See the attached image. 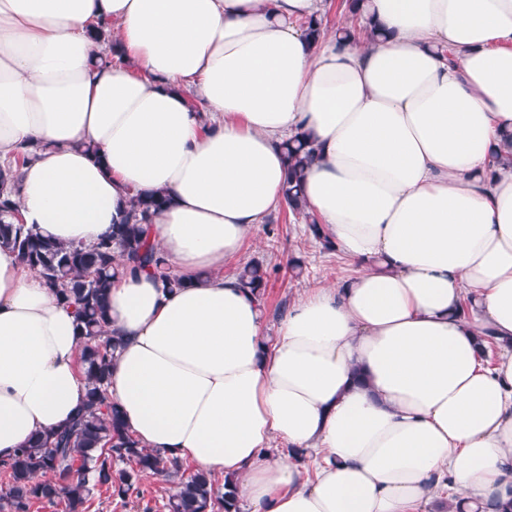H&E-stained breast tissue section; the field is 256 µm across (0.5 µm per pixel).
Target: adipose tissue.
<instances>
[{
	"mask_svg": "<svg viewBox=\"0 0 512 512\" xmlns=\"http://www.w3.org/2000/svg\"><path fill=\"white\" fill-rule=\"evenodd\" d=\"M365 4L342 42L307 34L322 0H0V167L27 155L17 219L68 245L165 194L182 287L120 274L108 297L106 391L142 446L247 512H512V0ZM298 136L356 274L270 338L224 263L284 205ZM83 346L1 247L0 461L83 406Z\"/></svg>",
	"mask_w": 512,
	"mask_h": 512,
	"instance_id": "obj_1",
	"label": "adipose tissue"
}]
</instances>
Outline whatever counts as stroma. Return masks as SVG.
<instances>
[{
	"instance_id": "1",
	"label": "stroma",
	"mask_w": 512,
	"mask_h": 512,
	"mask_svg": "<svg viewBox=\"0 0 512 512\" xmlns=\"http://www.w3.org/2000/svg\"><path fill=\"white\" fill-rule=\"evenodd\" d=\"M293 258L303 262L301 275H294L289 266ZM253 259L262 261L270 272L264 305V333L268 336L276 335L288 306L306 289L340 284L356 271L340 253L325 251L312 239L299 217L282 209L259 225L237 257L225 262V275H234L240 264ZM176 479L160 475L144 478L138 498L122 500L103 491L95 493L90 512H167L165 504Z\"/></svg>"
}]
</instances>
